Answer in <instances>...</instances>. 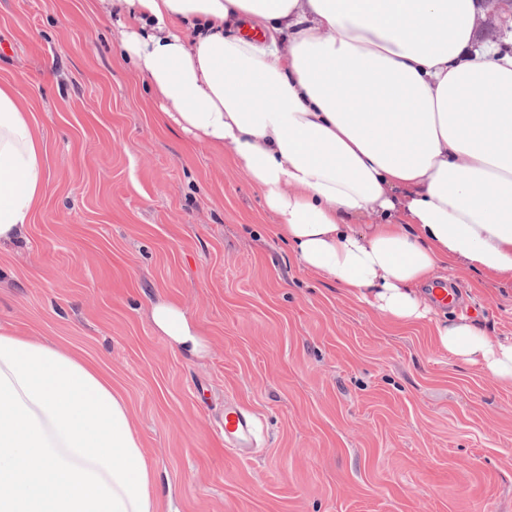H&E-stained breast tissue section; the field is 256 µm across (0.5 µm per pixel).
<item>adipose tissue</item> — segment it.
<instances>
[{"label":"adipose tissue","instance_id":"obj_1","mask_svg":"<svg viewBox=\"0 0 512 512\" xmlns=\"http://www.w3.org/2000/svg\"><path fill=\"white\" fill-rule=\"evenodd\" d=\"M166 123L228 158L306 270L512 382V336L432 318L422 284L512 281V55L472 53L475 0H99ZM261 30L245 39L243 25ZM0 84V245L44 198L45 151ZM190 355L180 306L152 308ZM128 406L83 358L0 326V512H157Z\"/></svg>","mask_w":512,"mask_h":512}]
</instances>
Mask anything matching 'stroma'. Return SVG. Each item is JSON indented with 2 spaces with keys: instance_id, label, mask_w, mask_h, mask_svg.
<instances>
[{
  "instance_id": "stroma-1",
  "label": "stroma",
  "mask_w": 512,
  "mask_h": 512,
  "mask_svg": "<svg viewBox=\"0 0 512 512\" xmlns=\"http://www.w3.org/2000/svg\"><path fill=\"white\" fill-rule=\"evenodd\" d=\"M48 190L0 247V324L79 354L126 401L158 512H512V382L306 271L256 187L162 124L88 0H0ZM463 314L512 336V282L448 271ZM177 302L204 351L151 318ZM255 411L247 454L224 404Z\"/></svg>"
}]
</instances>
